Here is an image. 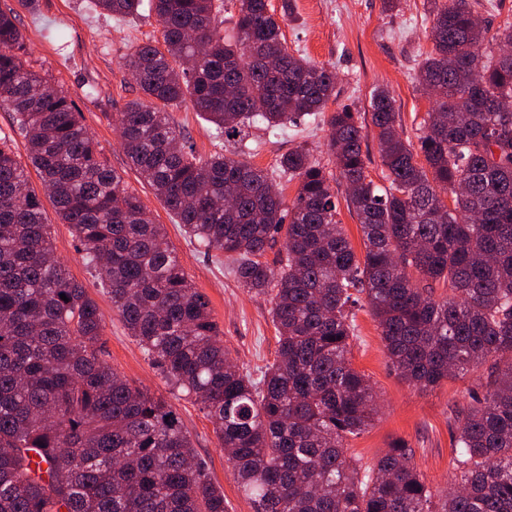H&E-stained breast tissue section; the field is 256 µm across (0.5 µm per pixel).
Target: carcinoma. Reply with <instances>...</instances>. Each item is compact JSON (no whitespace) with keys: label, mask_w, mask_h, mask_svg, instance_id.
<instances>
[{"label":"carcinoma","mask_w":512,"mask_h":512,"mask_svg":"<svg viewBox=\"0 0 512 512\" xmlns=\"http://www.w3.org/2000/svg\"><path fill=\"white\" fill-rule=\"evenodd\" d=\"M94 2L115 19L146 5L161 26L164 49L127 60L138 96L119 135L198 247L235 256L238 282L273 294L277 357L259 378L232 361L165 228L101 160L72 101L31 69L12 11H0V107L129 335L211 419L252 512H512V27L491 35L470 0H427L432 50L417 82L434 106L418 143L386 90L370 101L385 189L366 175L357 113L328 117L359 256L307 146L271 173L240 159L250 127L274 134L335 94L336 72L288 51L269 0ZM186 101L239 150L203 160L179 144L165 107ZM283 176L298 181L291 202L272 191ZM280 238L274 268L263 257ZM363 298L404 380L433 387L489 365L459 421L461 477L437 501L404 444L363 472L346 456L377 414L351 362ZM103 332L97 302L52 259L41 200L0 137V512H226L178 416L112 368Z\"/></svg>","instance_id":"cac0c4a2"}]
</instances>
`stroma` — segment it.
<instances>
[{"label": "stroma", "instance_id": "1", "mask_svg": "<svg viewBox=\"0 0 512 512\" xmlns=\"http://www.w3.org/2000/svg\"><path fill=\"white\" fill-rule=\"evenodd\" d=\"M270 3L275 9L288 11L282 28L289 50L335 71L336 96L328 108L333 111L347 106L359 112L365 126L362 150L367 157L366 173L375 184L385 186L380 145L368 114L370 94L375 87L386 88L395 100L403 138L418 140L432 108L431 98L420 92L415 82L420 65L432 49L425 0H400L394 11L387 10L385 0ZM9 9L20 13L33 69L69 96L108 166L135 190L152 221L164 225L189 281L209 299L224 345L236 365L252 376H260L276 358L277 331L270 295L243 288L229 263H216L190 241L183 226L129 168L121 145L118 114L137 96L126 61L138 45H161L155 16L143 14L118 21L100 14L92 0H40L34 13L20 11L18 0H0V10ZM169 112L197 157H209L217 150L209 123L191 103L170 107ZM327 140L328 127L322 116L287 126L274 138L253 128L247 140L248 160L272 170L281 154L297 145H307L333 177L338 218L358 250L362 233L355 213L347 206V186L337 177ZM42 204L51 226L56 260L98 303L112 368L171 405L212 482L223 490L227 512H252L219 445L213 423L192 400L171 393L160 369L147 360L129 336L108 294L83 263L80 245L69 225L60 222L51 198H43ZM354 314L351 361L373 386L379 416L364 433L349 439L348 457L366 468L387 448L406 444L414 452V466L431 490L438 494L447 491L449 483L459 476L454 466L458 417L472 394L478 392L483 373L451 378L427 390L414 387L393 370L367 303H359Z\"/></svg>", "mask_w": 512, "mask_h": 512}]
</instances>
